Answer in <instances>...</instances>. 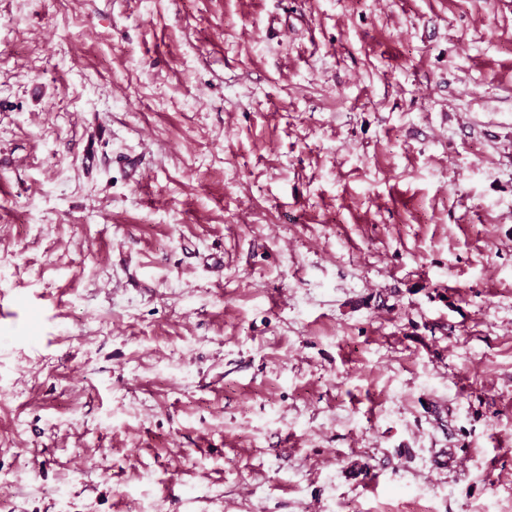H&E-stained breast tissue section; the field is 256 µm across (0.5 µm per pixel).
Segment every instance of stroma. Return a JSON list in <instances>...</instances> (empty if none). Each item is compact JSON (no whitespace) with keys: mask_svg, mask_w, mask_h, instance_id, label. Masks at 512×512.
Masks as SVG:
<instances>
[{"mask_svg":"<svg viewBox=\"0 0 512 512\" xmlns=\"http://www.w3.org/2000/svg\"><path fill=\"white\" fill-rule=\"evenodd\" d=\"M0 512H512V0H0Z\"/></svg>","mask_w":512,"mask_h":512,"instance_id":"35a3bbf8","label":"stroma"}]
</instances>
